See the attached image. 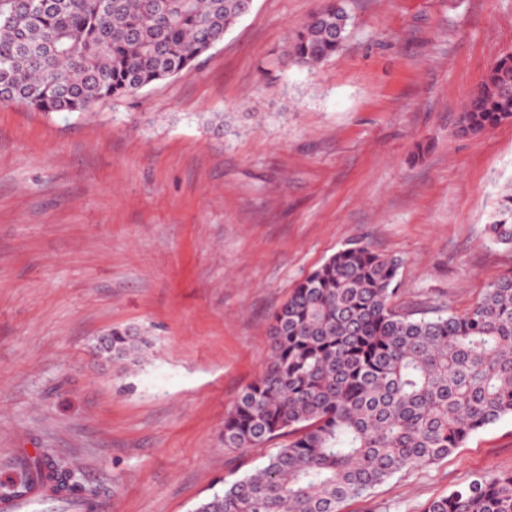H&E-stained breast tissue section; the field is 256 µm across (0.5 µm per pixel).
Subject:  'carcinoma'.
I'll list each match as a JSON object with an SVG mask.
<instances>
[{
    "mask_svg": "<svg viewBox=\"0 0 512 512\" xmlns=\"http://www.w3.org/2000/svg\"><path fill=\"white\" fill-rule=\"evenodd\" d=\"M251 0H0V103L85 112L186 75L251 10ZM348 0H327L296 31L288 56L313 67L343 47ZM512 122V54L470 96L460 131ZM512 249V194L485 227ZM399 260L350 242L304 277L272 316L266 368L224 417V447L288 442L226 481L192 512H339L397 473L432 464L474 432L512 415V272L464 314L392 303ZM101 351L138 365L149 331L114 327ZM6 499L98 512L96 493L46 455ZM424 512H512V472L479 475Z\"/></svg>",
    "mask_w": 512,
    "mask_h": 512,
    "instance_id": "1",
    "label": "carcinoma"
}]
</instances>
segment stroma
I'll use <instances>...</instances> for the list:
<instances>
[{
    "label": "stroma",
    "instance_id": "stroma-1",
    "mask_svg": "<svg viewBox=\"0 0 512 512\" xmlns=\"http://www.w3.org/2000/svg\"><path fill=\"white\" fill-rule=\"evenodd\" d=\"M323 3L253 0L189 74L83 115L0 104V487L46 455L101 512H191L262 463L225 449L224 415L273 313L344 243L400 259L403 308L465 312L512 271L484 232L512 122L459 131L512 53V0H351L342 50L310 69L288 42ZM129 324L155 346L122 373L94 344ZM510 471L512 415L340 512H424Z\"/></svg>",
    "mask_w": 512,
    "mask_h": 512
}]
</instances>
